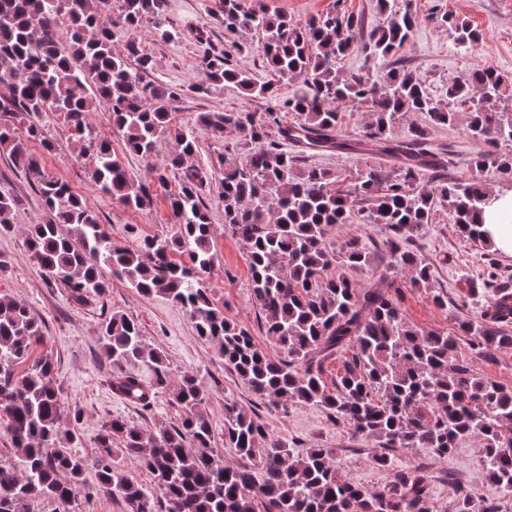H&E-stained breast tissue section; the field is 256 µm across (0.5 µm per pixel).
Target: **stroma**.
Returning <instances> with one entry per match:
<instances>
[{
    "instance_id": "1",
    "label": "stroma",
    "mask_w": 512,
    "mask_h": 512,
    "mask_svg": "<svg viewBox=\"0 0 512 512\" xmlns=\"http://www.w3.org/2000/svg\"><path fill=\"white\" fill-rule=\"evenodd\" d=\"M270 11H279L294 22L304 23L312 15L329 10H342L362 15L367 24H378L376 0H265ZM413 8L422 22L400 52L401 59L424 77L429 93L443 98L450 80L463 76L474 66L500 72L512 81V0H413ZM222 0H170L169 13L176 32L171 41H163L146 26L135 33L141 48L153 59L147 80L168 82L184 87V95L171 109L173 128L193 131L197 150L189 162L198 168H216L227 148L236 146L238 137L225 133L218 138L198 128L195 118L200 112L224 110L264 111L262 99L245 97L232 84L206 94L195 93V85L205 82L204 57L230 49L233 41L251 47L244 65L254 78L265 81L270 73L263 61L261 33L251 31L233 35L220 22ZM448 13L465 19L473 27L484 30L483 41L472 51H459L447 26L430 22V13ZM88 119L98 135L111 141L117 158L135 180L148 184L153 203L144 210L130 209L93 186L85 160L79 159V145L63 116L43 115L45 134L52 139L53 152L44 151L40 141L29 140L31 153L39 156L47 173L69 184L97 212L102 223L112 228L114 238L130 246H138L148 236L169 231L172 213L170 195L177 192L181 181L169 174L166 184L151 182L148 169L161 165L172 149L171 140L157 143L151 159L127 153L121 132L113 125L105 108L89 113ZM430 140L435 148L450 151L452 162L449 178L465 180L473 174L472 159L478 150L470 139L465 121L453 126L431 127ZM305 164L335 173L338 186L354 183L366 166H389V159L363 153L304 155ZM0 185L23 200L10 232L0 234V256L9 263V272L0 277V296L22 300L30 311L44 322V332L53 351L60 397L67 409V424L76 438L77 453L95 458L94 439L100 427L115 417L137 424L148 432L177 425L180 409L163 394L146 409L126 402L112 392V366L104 357L100 332L103 321L120 311L141 325L145 343L162 351L173 369L196 370L205 378L210 393V409L215 434L224 432V402L238 401L246 410L255 412L265 427L274 434L294 441L302 448L330 449L343 478L368 488H379L390 480L389 471L373 462L378 450L375 440L351 435L341 424L313 405L294 404L282 410L257 399L238 376L225 368L212 345L196 333L193 322L179 307L164 296H145L119 278H110L107 295L84 302L73 301L62 285L47 283L25 244L28 225L38 223L45 212L40 195L28 176L15 168L6 155H0ZM201 196L209 208L215 235L217 259L205 280L215 297L227 304L226 313L246 327L256 343L271 351L275 342L262 326L261 315L250 293L251 270L247 251L242 244L224 233V210L214 186L204 187ZM360 235L371 245L370 267L351 271L356 282L381 287L397 293L407 321L421 330L457 334L458 324L476 318L482 302L470 299L472 286L490 283L494 289H512V257L489 249L460 234L455 215L449 206H438L431 224L418 232H407L401 245L417 254L432 270L430 287H415L407 275L391 274L390 257L382 244L383 234L374 224H347L331 227L328 243H336L347 234ZM443 295L447 306H438L435 295ZM484 449L476 438L462 441L447 459L434 457L429 451L398 452L394 463L399 467L417 466L427 474L439 512H452L458 490H467L484 498L497 497L498 492L486 478L479 463Z\"/></svg>"
}]
</instances>
